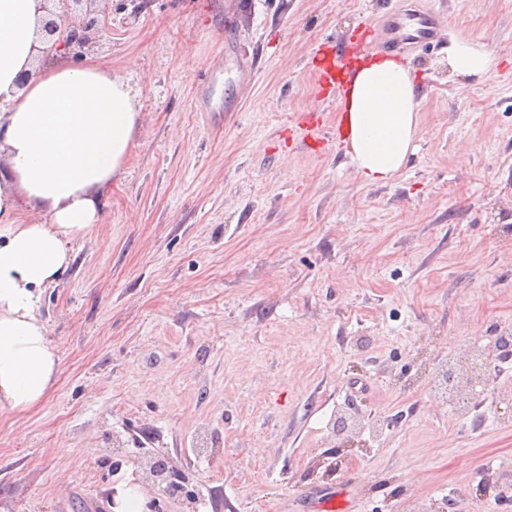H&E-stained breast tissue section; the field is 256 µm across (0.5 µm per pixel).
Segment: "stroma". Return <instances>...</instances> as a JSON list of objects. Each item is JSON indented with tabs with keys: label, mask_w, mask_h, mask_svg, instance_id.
<instances>
[{
	"label": "stroma",
	"mask_w": 512,
	"mask_h": 512,
	"mask_svg": "<svg viewBox=\"0 0 512 512\" xmlns=\"http://www.w3.org/2000/svg\"><path fill=\"white\" fill-rule=\"evenodd\" d=\"M394 0H110L93 53L140 106L99 222L71 243L40 313L60 350L49 397L0 411V512H316L343 483L360 512H512V370L457 416L449 358L512 325V0H409L449 39L402 60L419 132L388 183H363L315 63L379 36ZM486 41L482 77L448 67ZM254 52L242 77L225 43ZM364 429L337 439L344 406ZM168 459L171 480L145 464ZM497 55L484 40L462 37L455 41L449 56V65L459 76L480 77L498 64ZM116 491L119 506L115 512H144L143 499L136 487L121 485Z\"/></svg>",
	"instance_id": "obj_1"
}]
</instances>
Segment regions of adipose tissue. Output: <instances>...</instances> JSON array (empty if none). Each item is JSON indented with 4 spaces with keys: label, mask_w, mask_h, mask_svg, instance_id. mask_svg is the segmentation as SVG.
<instances>
[{
    "label": "adipose tissue",
    "mask_w": 512,
    "mask_h": 512,
    "mask_svg": "<svg viewBox=\"0 0 512 512\" xmlns=\"http://www.w3.org/2000/svg\"><path fill=\"white\" fill-rule=\"evenodd\" d=\"M45 0H0V411L24 413L48 397L58 346L39 313L43 289L69 262L68 241L98 221L139 121L128 81L95 63L36 64ZM52 15L69 26L63 7ZM498 64L484 40L455 41L449 65L480 77ZM349 154L362 181L384 183L414 146L419 114L409 69L362 57L343 103ZM45 220L26 224L20 206Z\"/></svg>",
    "instance_id": "obj_1"
}]
</instances>
